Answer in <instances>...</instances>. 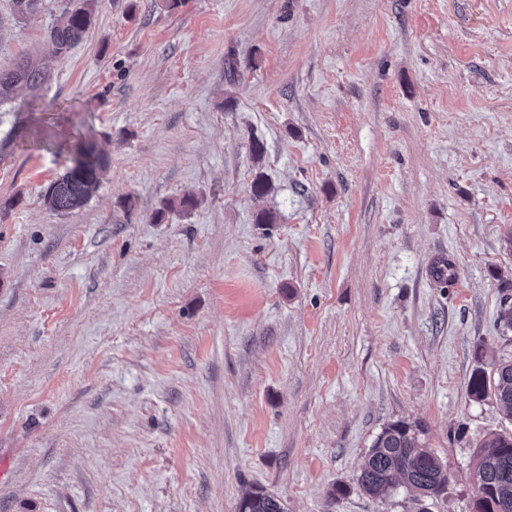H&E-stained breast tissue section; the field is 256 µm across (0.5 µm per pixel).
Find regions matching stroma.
<instances>
[{"mask_svg": "<svg viewBox=\"0 0 512 512\" xmlns=\"http://www.w3.org/2000/svg\"><path fill=\"white\" fill-rule=\"evenodd\" d=\"M65 3L0 0V70L48 72L0 103V512H471L512 431L467 395L512 352V0H96L58 60ZM85 134L111 166L52 212ZM395 421L443 497L359 489ZM94 1L68 0L52 25L47 28L46 38L57 59H64L93 24ZM239 512H288V509L277 497L255 490L241 498Z\"/></svg>", "mask_w": 512, "mask_h": 512, "instance_id": "obj_1", "label": "stroma"}]
</instances>
